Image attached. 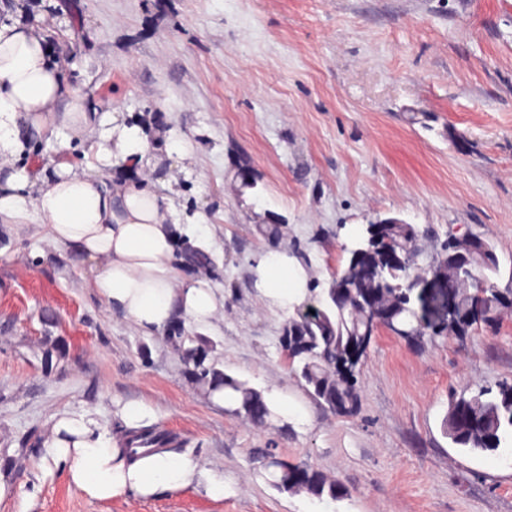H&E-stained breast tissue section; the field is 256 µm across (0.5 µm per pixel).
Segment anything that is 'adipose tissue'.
Returning a JSON list of instances; mask_svg holds the SVG:
<instances>
[{"label": "adipose tissue", "instance_id": "ef3b65f1", "mask_svg": "<svg viewBox=\"0 0 512 512\" xmlns=\"http://www.w3.org/2000/svg\"><path fill=\"white\" fill-rule=\"evenodd\" d=\"M46 43L44 17L0 22V222L37 219L50 242L95 262L99 295L143 331L161 330L177 318L209 323L224 298L204 282L181 278L170 210L154 183L144 179L109 189L103 182L99 162L144 159L147 139L138 130L118 128L115 146L98 144L96 164L81 172L63 164L36 182L17 167L31 137L54 123L83 135L98 121L97 109L65 79L60 58ZM306 279L305 269L284 250L260 254L254 265L256 288L278 307L303 304ZM45 448L46 463L65 468L72 489L91 499L148 498L195 483L211 497L224 495L223 480L193 456L175 449L128 454L85 414H59Z\"/></svg>", "mask_w": 512, "mask_h": 512}]
</instances>
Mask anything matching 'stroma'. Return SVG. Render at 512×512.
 Segmentation results:
<instances>
[{
    "label": "stroma",
    "instance_id": "obj_1",
    "mask_svg": "<svg viewBox=\"0 0 512 512\" xmlns=\"http://www.w3.org/2000/svg\"><path fill=\"white\" fill-rule=\"evenodd\" d=\"M42 15L65 78L103 111L90 136L60 127L21 158L39 174L82 170L113 125L141 127L180 238L182 274L224 295L209 327L148 333L109 310L94 266L39 224L0 223V512H512V450L448 440L452 394L512 383V311L468 336L378 331L340 417L290 370L294 311L254 286L255 257L284 249L324 298L365 224L397 218L429 245L489 237L512 281V0H0ZM227 374L275 387L303 419L258 426L197 388L174 332ZM141 402L183 452L224 479L148 499L83 497L39 468L53 416L91 413L121 434ZM335 479L343 498L273 487L258 450Z\"/></svg>",
    "mask_w": 512,
    "mask_h": 512
}]
</instances>
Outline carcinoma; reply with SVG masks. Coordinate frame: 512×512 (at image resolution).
Here are the masks:
<instances>
[{"label":"carcinoma","instance_id":"carcinoma-1","mask_svg":"<svg viewBox=\"0 0 512 512\" xmlns=\"http://www.w3.org/2000/svg\"><path fill=\"white\" fill-rule=\"evenodd\" d=\"M391 244L413 253L420 246L419 233L410 224H396ZM453 251L471 255L468 269L459 272L460 306L473 314H481L487 323H495L506 308L495 303L501 288L496 282L499 264L493 241L481 238L475 251L467 243L457 242ZM407 274L408 270L404 268H393L377 275L376 282L381 289L382 302L396 305L403 318L411 319L414 312L403 299ZM366 318L367 313L361 308L354 290L339 302L332 298L318 301L314 313L309 316L297 312L288 320L297 331L292 340L303 343V350L296 356L298 366L293 371L304 381L305 390L313 400L339 416H349L357 411L360 394L357 379L340 380L336 378L334 368L336 361L345 356L351 338L360 335ZM206 359L205 349L192 350L191 376L198 387L207 392L222 388L237 394L234 412L255 424H263L274 417L262 393L219 370ZM446 430L455 447L469 451H495L512 443V384L499 385L495 395L490 390L481 389L469 398L460 396L451 404ZM255 462L274 478L275 486L284 491L305 490L319 498L325 494L334 498L341 491L338 483L319 472L307 482L292 483L290 466L282 460L272 461V455L267 452L258 453Z\"/></svg>","mask_w":512,"mask_h":512}]
</instances>
